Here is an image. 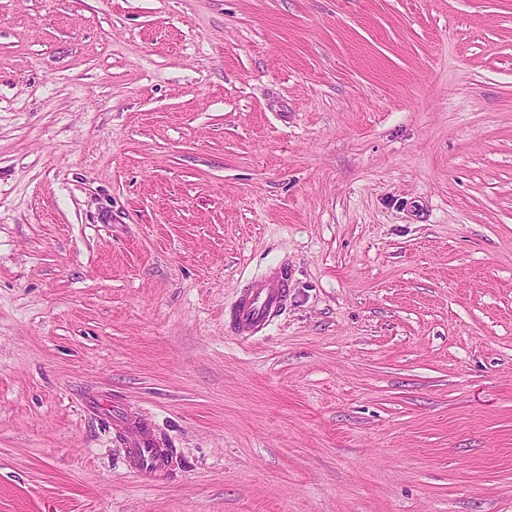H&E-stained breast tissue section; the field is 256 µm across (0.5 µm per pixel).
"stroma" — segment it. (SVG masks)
Listing matches in <instances>:
<instances>
[{
  "mask_svg": "<svg viewBox=\"0 0 512 512\" xmlns=\"http://www.w3.org/2000/svg\"><path fill=\"white\" fill-rule=\"evenodd\" d=\"M0 512H512V0H0ZM288 281V268L283 266L248 280L229 311L234 332L252 336L265 330L285 309ZM136 434L127 442L125 465L129 470L150 476H165L171 471L172 448L159 438L147 423L138 422Z\"/></svg>",
  "mask_w": 512,
  "mask_h": 512,
  "instance_id": "obj_1",
  "label": "stroma"
}]
</instances>
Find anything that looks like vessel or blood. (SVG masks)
<instances>
[{"label":"vessel or blood","mask_w":512,"mask_h":512,"mask_svg":"<svg viewBox=\"0 0 512 512\" xmlns=\"http://www.w3.org/2000/svg\"><path fill=\"white\" fill-rule=\"evenodd\" d=\"M289 272L280 266L252 278L240 289L229 311V322L237 335L252 336L265 330L284 310L288 297ZM173 450L146 423L138 424L127 442L125 465L150 476L171 470Z\"/></svg>","instance_id":"vessel-or-blood-1"}]
</instances>
